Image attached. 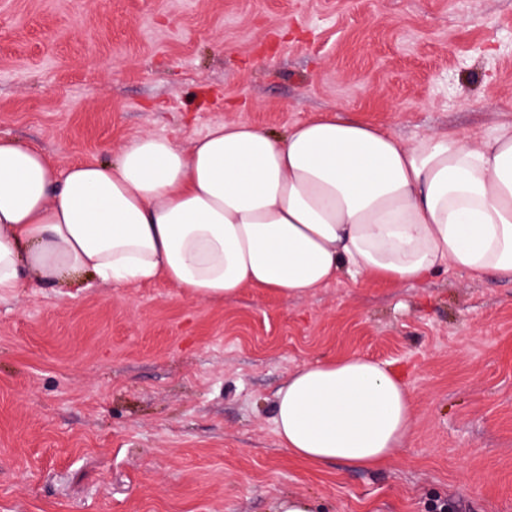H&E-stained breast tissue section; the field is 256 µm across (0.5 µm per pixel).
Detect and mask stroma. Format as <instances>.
<instances>
[{
  "instance_id": "35a3bbf8",
  "label": "stroma",
  "mask_w": 512,
  "mask_h": 512,
  "mask_svg": "<svg viewBox=\"0 0 512 512\" xmlns=\"http://www.w3.org/2000/svg\"><path fill=\"white\" fill-rule=\"evenodd\" d=\"M479 143L512 122V0H0V136L61 169L151 132L320 112ZM358 353L413 396L384 466L280 448L276 393ZM512 512V280L341 277L282 302L163 281L0 300V512Z\"/></svg>"
}]
</instances>
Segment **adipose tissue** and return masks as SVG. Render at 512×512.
I'll return each mask as SVG.
<instances>
[{
    "label": "adipose tissue",
    "instance_id": "ef3b65f1",
    "mask_svg": "<svg viewBox=\"0 0 512 512\" xmlns=\"http://www.w3.org/2000/svg\"><path fill=\"white\" fill-rule=\"evenodd\" d=\"M449 270L512 279V123L410 146L333 112L281 136L221 123L187 148L143 133L63 171L0 137V298L161 279L190 299L251 287L287 301L344 274L398 285ZM274 414L281 447L318 468L383 466L415 424L406 383L356 353L296 368Z\"/></svg>",
    "mask_w": 512,
    "mask_h": 512
}]
</instances>
